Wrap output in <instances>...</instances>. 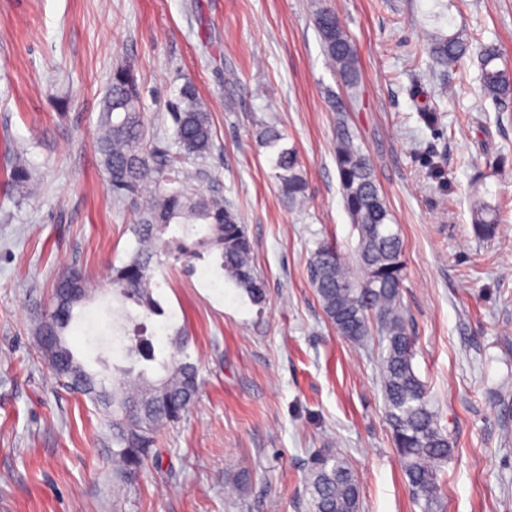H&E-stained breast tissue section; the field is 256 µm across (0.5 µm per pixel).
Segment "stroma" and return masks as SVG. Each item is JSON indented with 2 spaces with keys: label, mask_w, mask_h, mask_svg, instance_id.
I'll use <instances>...</instances> for the list:
<instances>
[{
  "label": "stroma",
  "mask_w": 512,
  "mask_h": 512,
  "mask_svg": "<svg viewBox=\"0 0 512 512\" xmlns=\"http://www.w3.org/2000/svg\"><path fill=\"white\" fill-rule=\"evenodd\" d=\"M322 5L357 49L362 103L346 118L402 240L413 366L453 443L438 512H512V213L492 238L472 229L478 200H512V101L484 97L474 63L433 72L425 51L426 33L461 29L512 64V0H0V512H309L308 468L327 448L353 469L361 512H421L385 418L381 340L339 336L310 281L319 243L351 257L359 241L334 153L342 87L314 26ZM125 63L159 145L185 86L208 102L214 147L196 188L238 211L266 285L256 304L190 266L156 269L154 296L186 328L202 384L128 483L101 411L58 386L35 336L55 278L76 266L94 292L69 346L91 368L125 363L106 276L134 248L138 215L96 151ZM448 81L461 87L452 99ZM269 122L299 152L305 208L278 192L258 139ZM16 145L32 172L22 188L9 181Z\"/></svg>",
  "instance_id": "stroma-1"
}]
</instances>
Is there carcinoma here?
<instances>
[{"label": "carcinoma", "instance_id": "1", "mask_svg": "<svg viewBox=\"0 0 512 512\" xmlns=\"http://www.w3.org/2000/svg\"><path fill=\"white\" fill-rule=\"evenodd\" d=\"M315 27L329 67L347 90L350 102L361 97L355 46L332 8L321 7ZM426 50L432 65L444 70L461 66L470 50L468 35L427 34ZM476 57L481 90L495 101L512 98V71L494 43L480 45ZM176 152L157 147L141 110L133 69L127 64L112 71L99 113L97 150L107 183L116 198L130 200L138 213L131 232L136 246L120 267H112V292L122 304L142 309L146 318L163 317L154 297L156 266L165 261L205 260L216 254L215 268L256 304L264 301V280L258 275L253 247L237 211L222 196L195 192L198 173L189 169L207 157L214 132L207 103L189 87L171 106ZM280 195L291 207L304 204L307 180L299 152L284 144L285 135L273 125L259 133ZM335 157L345 207L359 233L356 269H351L330 243L311 255L312 285L328 322L351 342H360L372 327L385 342L380 375L384 407L393 442L408 488L423 512H434L440 498L439 474L453 453L448 434L425 383L413 367L414 343L405 322L401 293L404 262L400 236L393 232L392 216L374 176L369 157L348 123L338 121ZM11 179L30 181L26 153L13 152ZM500 204L475 203L473 224L477 236H494L502 222ZM90 300L89 279L70 268L58 274L51 308L41 317L39 334L58 343L61 351L46 354L53 378L61 386L110 409L112 457L121 478L132 479L156 444L157 432L179 421L194 403L199 372L187 358L160 359L154 334L138 333V344L125 354L129 366L117 369L111 385L97 372L67 373L64 364L73 356L65 333L75 309ZM311 512H360V486L346 460L329 448L318 455L307 474Z\"/></svg>", "mask_w": 512, "mask_h": 512}]
</instances>
